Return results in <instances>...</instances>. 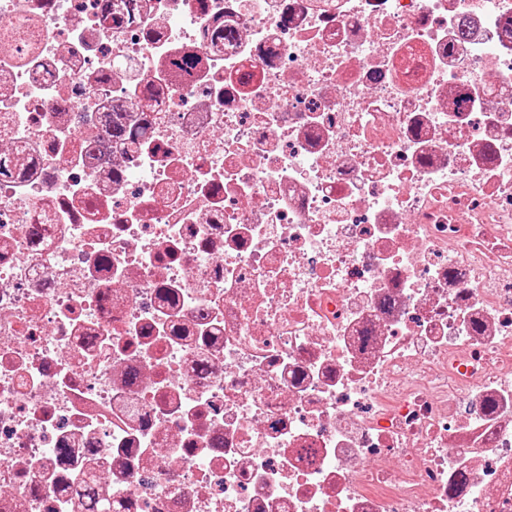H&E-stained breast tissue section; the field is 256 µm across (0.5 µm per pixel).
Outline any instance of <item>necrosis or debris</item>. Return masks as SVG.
<instances>
[{
  "label": "necrosis or debris",
  "mask_w": 512,
  "mask_h": 512,
  "mask_svg": "<svg viewBox=\"0 0 512 512\" xmlns=\"http://www.w3.org/2000/svg\"><path fill=\"white\" fill-rule=\"evenodd\" d=\"M0 159V512H512V0H0Z\"/></svg>",
  "instance_id": "necrosis-or-debris-1"
}]
</instances>
